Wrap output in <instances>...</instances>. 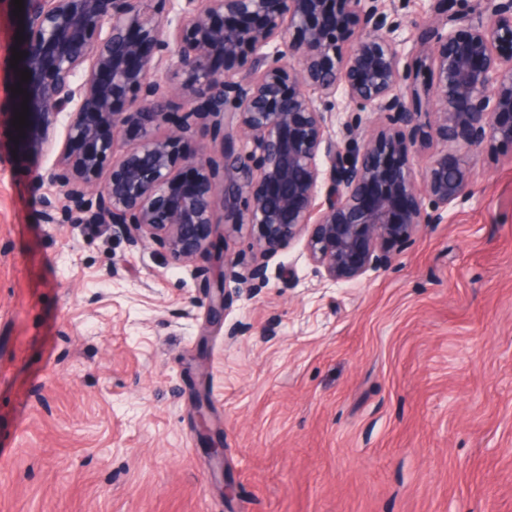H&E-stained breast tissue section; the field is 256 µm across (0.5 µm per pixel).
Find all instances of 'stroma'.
I'll return each mask as SVG.
<instances>
[{
  "label": "stroma",
  "instance_id": "obj_1",
  "mask_svg": "<svg viewBox=\"0 0 512 512\" xmlns=\"http://www.w3.org/2000/svg\"><path fill=\"white\" fill-rule=\"evenodd\" d=\"M0 0V512H512V144L392 262L339 286L303 240L227 282L248 226L166 267L46 224ZM115 278H106L109 268ZM241 333L225 336L230 326ZM223 443L224 457L207 453Z\"/></svg>",
  "mask_w": 512,
  "mask_h": 512
}]
</instances>
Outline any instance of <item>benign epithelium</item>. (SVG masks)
Instances as JSON below:
<instances>
[{
	"instance_id": "1",
	"label": "benign epithelium",
	"mask_w": 512,
	"mask_h": 512,
	"mask_svg": "<svg viewBox=\"0 0 512 512\" xmlns=\"http://www.w3.org/2000/svg\"><path fill=\"white\" fill-rule=\"evenodd\" d=\"M149 2L23 0L24 135L55 154L37 173L46 224H110L159 265L247 224L262 260L226 255L224 278L265 282L267 258L303 238L327 280L355 282L470 193L467 155L444 150L418 188L417 150L512 143V0H433L411 39L395 0H168L164 16ZM339 101L385 121L337 132ZM225 302L220 281L213 317Z\"/></svg>"
}]
</instances>
